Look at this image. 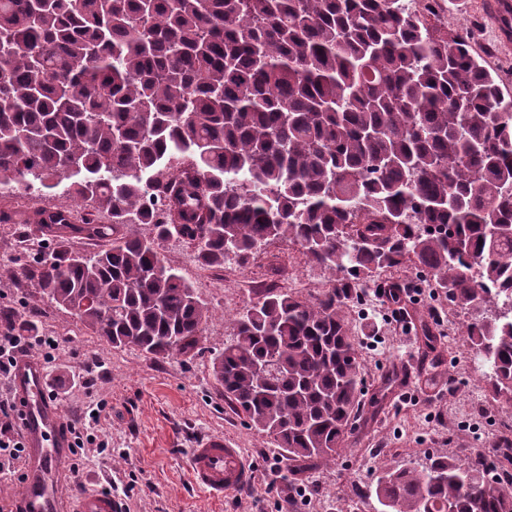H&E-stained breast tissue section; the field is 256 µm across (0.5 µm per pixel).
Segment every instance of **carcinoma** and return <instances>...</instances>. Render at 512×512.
<instances>
[{
    "mask_svg": "<svg viewBox=\"0 0 512 512\" xmlns=\"http://www.w3.org/2000/svg\"><path fill=\"white\" fill-rule=\"evenodd\" d=\"M59 186L112 223L35 211L56 249L21 276L116 348L197 346L210 310L161 256L173 236L215 269L288 240L329 274L262 294L212 362L292 461L343 450L363 395L348 303L407 262L512 402V100L407 0H0V191ZM374 492L383 512H512L479 460L388 469Z\"/></svg>",
    "mask_w": 512,
    "mask_h": 512,
    "instance_id": "obj_1",
    "label": "carcinoma"
}]
</instances>
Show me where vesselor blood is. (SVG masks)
Returning a JSON list of instances; mask_svg holds the SVG:
<instances>
[{
  "label": "vessel or blood",
  "instance_id": "1",
  "mask_svg": "<svg viewBox=\"0 0 512 512\" xmlns=\"http://www.w3.org/2000/svg\"><path fill=\"white\" fill-rule=\"evenodd\" d=\"M10 386L26 448L20 506L23 512H62L54 465L70 457L72 437L63 430L61 411L48 396L42 361L19 358ZM186 464L192 483L218 499L253 480L242 449L220 434L199 438L188 450ZM78 512H118V503L111 494L89 491L80 494Z\"/></svg>",
  "mask_w": 512,
  "mask_h": 512
}]
</instances>
